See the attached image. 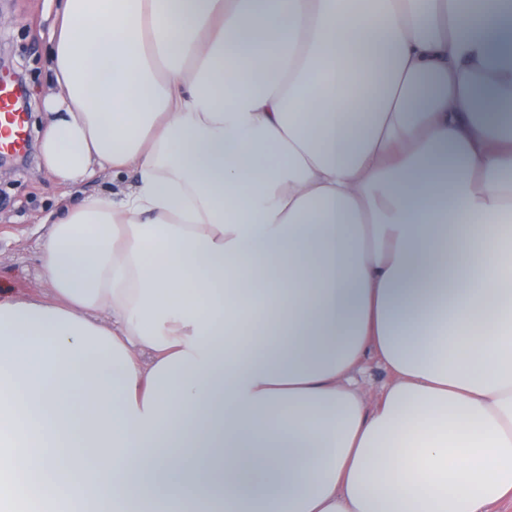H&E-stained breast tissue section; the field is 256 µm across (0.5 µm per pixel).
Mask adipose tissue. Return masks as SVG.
<instances>
[{
	"instance_id": "obj_1",
	"label": "adipose tissue",
	"mask_w": 512,
	"mask_h": 512,
	"mask_svg": "<svg viewBox=\"0 0 512 512\" xmlns=\"http://www.w3.org/2000/svg\"><path fill=\"white\" fill-rule=\"evenodd\" d=\"M39 166L76 184L134 172L120 200L50 213L39 280L0 301V393L27 389L38 440L114 450L128 512H489L512 495V0H60ZM274 162L255 168L259 155ZM205 269L150 275L147 252ZM247 253L288 265L287 345L257 357L204 306ZM461 259L450 333L414 285ZM191 287L172 310L162 291ZM112 320L99 326L95 314ZM94 388L80 399L12 358ZM397 379L369 409L349 374ZM180 401L199 431L166 447ZM261 479L268 491L253 494Z\"/></svg>"
}]
</instances>
